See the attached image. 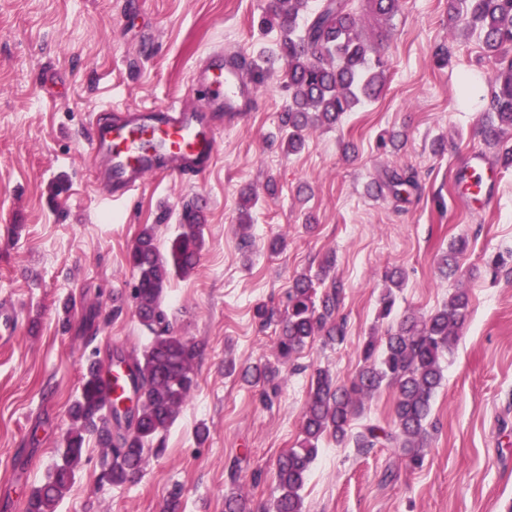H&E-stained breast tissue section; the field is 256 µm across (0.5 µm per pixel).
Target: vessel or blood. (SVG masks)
<instances>
[{
    "label": "vessel or blood",
    "mask_w": 512,
    "mask_h": 512,
    "mask_svg": "<svg viewBox=\"0 0 512 512\" xmlns=\"http://www.w3.org/2000/svg\"><path fill=\"white\" fill-rule=\"evenodd\" d=\"M194 79L193 103L142 105L118 119L91 114L89 144L105 159L102 187L113 206L123 205L148 177L169 172L193 179L214 166L217 113L238 111L242 100L256 95L257 82L236 55L211 53Z\"/></svg>",
    "instance_id": "1"
}]
</instances>
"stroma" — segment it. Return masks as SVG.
<instances>
[{"label":"stroma","mask_w":512,"mask_h":512,"mask_svg":"<svg viewBox=\"0 0 512 512\" xmlns=\"http://www.w3.org/2000/svg\"><path fill=\"white\" fill-rule=\"evenodd\" d=\"M268 5L0 0V311L15 320L13 340L0 346V485L11 488L14 503L0 512H23L61 460L88 355L79 338L86 309L100 312L101 357L142 349L145 332L127 297L128 251L146 224L167 244L183 205L200 193L212 203L199 264L166 289L177 334L200 350L198 386L163 449L147 451L123 484L101 480L107 450L86 436L57 512H164L174 493L179 512H224L235 491L226 475L234 460L246 512H264L277 494V460L300 438L315 371L351 379L368 336L405 315H429L459 288L469 294L467 321L441 360L436 428L420 465L390 446L362 449L324 437L302 491L304 512H512V274L491 268L495 257L512 256V170L501 169L481 135L494 65L476 35L451 29L448 0H401L391 22L366 19L364 37L383 45L387 88L335 127L309 130L301 152L280 144L287 101L280 60L249 111L220 117L210 172L192 181L151 178L121 209L99 206L90 113L189 100L195 70L218 48L250 60L274 53L278 29L259 24ZM445 42L451 56L439 65L433 50ZM392 131L403 133L402 146L381 147ZM438 139L440 152L432 149ZM349 143L357 147L352 159L344 153ZM476 152L495 179L491 202L473 210L455 177ZM403 165L419 173L410 203L377 195L385 171ZM245 189L257 196L247 228L240 224ZM458 237L469 248L448 278L440 259ZM329 257L345 288L338 315L346 340L329 345L318 336L280 362L279 327L261 326L256 308L284 311L293 278L317 273ZM393 268L406 284L382 319L379 295ZM228 361L238 371L276 364V395L264 400L262 385L227 374Z\"/></svg>","instance_id":"35a3bbf8"}]
</instances>
